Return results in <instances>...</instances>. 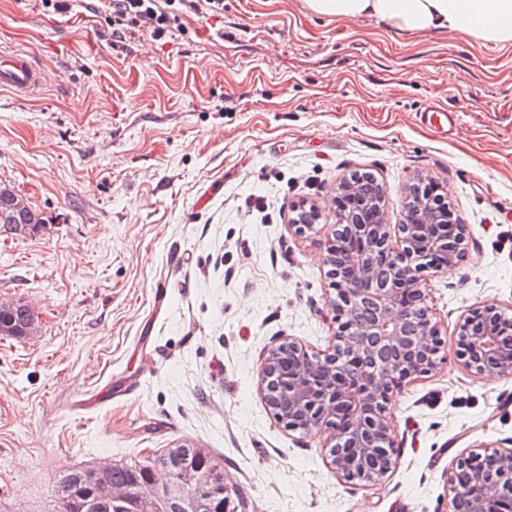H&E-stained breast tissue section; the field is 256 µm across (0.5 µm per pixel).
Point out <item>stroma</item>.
I'll use <instances>...</instances> for the list:
<instances>
[{"label":"stroma","instance_id":"1","mask_svg":"<svg viewBox=\"0 0 512 512\" xmlns=\"http://www.w3.org/2000/svg\"><path fill=\"white\" fill-rule=\"evenodd\" d=\"M183 31L102 39L104 13L73 0H0V52L46 81L0 88V182L43 219L0 235V300L34 310L0 336V512H61L56 479L182 443L224 460L232 512H449L448 473L512 448V375L457 356L474 308L512 318V44L401 35L320 17L304 0H224ZM459 120L444 133L423 111ZM384 186L439 183L465 256L425 271L440 364L390 396L396 466L336 477L326 432L290 431L259 391L285 338L323 351L337 330L323 233L296 234L353 171ZM300 208V213L298 215V218L294 220V224H291V226L294 228L295 233L299 235H304L308 232H318V230H321L317 228L319 226V220L321 219V213L317 205L312 204L309 206V208H306V204H302L301 206H298L297 209ZM304 214V215H302ZM302 215V217H301ZM311 219V224H303V221ZM303 220V221H302Z\"/></svg>","mask_w":512,"mask_h":512}]
</instances>
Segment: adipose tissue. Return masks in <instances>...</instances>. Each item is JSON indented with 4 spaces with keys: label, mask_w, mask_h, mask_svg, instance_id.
<instances>
[{
    "label": "adipose tissue",
    "mask_w": 512,
    "mask_h": 512,
    "mask_svg": "<svg viewBox=\"0 0 512 512\" xmlns=\"http://www.w3.org/2000/svg\"><path fill=\"white\" fill-rule=\"evenodd\" d=\"M319 16L371 18L402 33L458 32L489 44H512V0H305Z\"/></svg>",
    "instance_id": "obj_1"
}]
</instances>
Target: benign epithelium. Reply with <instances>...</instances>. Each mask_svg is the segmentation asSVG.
<instances>
[{
	"label": "benign epithelium",
	"instance_id": "7a95c632",
	"mask_svg": "<svg viewBox=\"0 0 512 512\" xmlns=\"http://www.w3.org/2000/svg\"><path fill=\"white\" fill-rule=\"evenodd\" d=\"M336 225L323 241L324 265L335 292L332 305L338 328L332 348L311 352L286 340L272 347L261 372L263 397L284 427L305 432L330 430V467L347 481L374 483L395 465L389 396L436 369L434 345L440 330L427 304L422 272L448 271L464 257L467 226L450 210L438 183L419 177L408 187L402 223L391 235L384 207L358 192L351 178L341 179L333 197ZM295 233L317 230V205H301ZM512 321L496 309L471 310L460 325L458 352L478 375H511ZM496 468L475 467L478 454L457 460L448 473L450 512L460 498L470 512H512V449L497 451ZM113 465L99 463L83 477L92 503L124 505L128 487L110 479ZM215 469L195 464L179 469L154 467L133 502V512L196 507L226 489L213 481Z\"/></svg>",
	"mask_w": 512,
	"mask_h": 512
}]
</instances>
